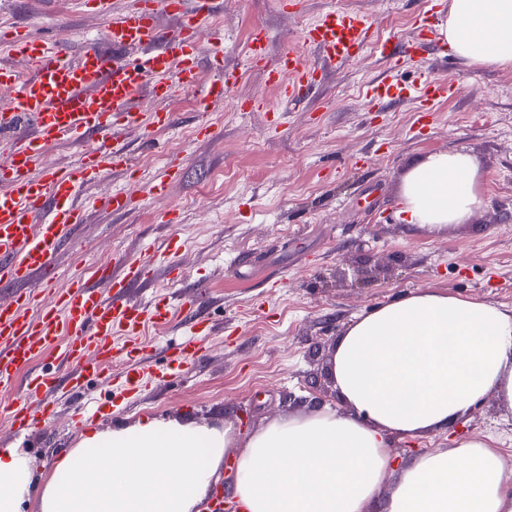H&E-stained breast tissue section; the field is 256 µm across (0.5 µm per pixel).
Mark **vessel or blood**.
Returning a JSON list of instances; mask_svg holds the SVG:
<instances>
[{
	"instance_id": "obj_1",
	"label": "vessel or blood",
	"mask_w": 512,
	"mask_h": 512,
	"mask_svg": "<svg viewBox=\"0 0 512 512\" xmlns=\"http://www.w3.org/2000/svg\"><path fill=\"white\" fill-rule=\"evenodd\" d=\"M215 0H135L132 8L114 14L112 0H80L85 11L106 22L108 48L86 41L79 54L62 45L39 41L15 29L0 35V47L23 57L27 72L0 65V85L11 91L8 106L0 108V129L11 132L0 146L7 160L0 164V282L16 285L9 303L0 302V423L15 434L32 432L51 418L50 396L60 386L74 393L88 378L101 375L111 361L116 334L132 337L127 353L133 365H145L150 356L136 338L146 322L163 323L166 307L144 309L131 304L126 293L136 284L150 281L153 268L142 259L125 264L120 280H113L111 263H103L97 275L113 282L111 298L101 297L80 280L57 293L52 305L34 310L25 285L36 276L50 277L54 256L67 242L76 225L84 223L88 208L101 205L112 212L131 209L133 197L115 192L101 201L81 200L87 183L116 169L128 168L130 156L121 144L125 130L138 129L151 136L171 122L158 108L172 87L201 88L203 111L224 100L225 77L201 84L198 56L201 34L213 12ZM174 18L162 26L161 16ZM305 44L320 52L328 66L344 65L370 42V28L363 15L349 10L324 14L302 34ZM432 31L420 27L415 41L381 42L377 50L391 63L428 52ZM124 50L134 59L121 58ZM269 78L285 99L297 102L318 85V72L295 52L286 53ZM405 86L391 79L373 82L369 101L380 103L403 97ZM96 135L97 144L66 167L44 164L49 144L85 143ZM206 327L182 341L171 355L183 365L199 350ZM60 363L72 365L66 380L54 372H36L32 366L49 350ZM25 379L27 393L14 396L18 379Z\"/></svg>"
}]
</instances>
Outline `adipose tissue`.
Wrapping results in <instances>:
<instances>
[{
  "mask_svg": "<svg viewBox=\"0 0 512 512\" xmlns=\"http://www.w3.org/2000/svg\"><path fill=\"white\" fill-rule=\"evenodd\" d=\"M440 32L475 70L512 67V0H450ZM479 160L436 152L405 174L398 216L438 233L487 204ZM339 398L232 426L144 417L83 436L38 483L28 455L0 450V512L36 496L39 512H204L232 457L237 512H512V472L467 440L395 467V440L447 429L496 393L512 408V308L429 288L349 323L327 360ZM397 472L391 490L386 473Z\"/></svg>",
  "mask_w": 512,
  "mask_h": 512,
  "instance_id": "adipose-tissue-1",
  "label": "adipose tissue"
}]
</instances>
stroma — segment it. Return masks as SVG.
<instances>
[{
  "mask_svg": "<svg viewBox=\"0 0 512 512\" xmlns=\"http://www.w3.org/2000/svg\"><path fill=\"white\" fill-rule=\"evenodd\" d=\"M333 8L364 15L374 42L331 70L300 34ZM421 13L443 20L448 0H217L209 24L224 36L232 76L223 104L202 112L193 93L177 90L163 103L172 126L147 139L128 131L130 167L85 192L104 198L128 190L132 209L91 211L57 254L53 283L28 286L47 303L104 261L118 277L125 263L150 258L151 283L128 299L169 306L168 323L141 331L154 360L139 391H128V342L115 336L110 377L89 382L81 399L57 398L42 429L16 436L0 425L1 449H24L35 475L49 477L83 436L69 422L79 402L111 409L115 425L148 416L218 427L229 420L246 436L313 401L336 403L328 356L346 324L380 304L440 288L512 307V68L476 73L441 49L390 69L376 41L415 40ZM0 19L75 54L105 28L75 0H0ZM257 26L268 44L253 60L246 45ZM288 49L322 69L319 87L296 104L267 80ZM387 75L407 86L406 97L369 102L366 87ZM451 78L461 89L419 125L423 81ZM205 123L214 137L200 135ZM454 149L480 160L487 205L448 233L411 232L396 215L402 175L419 157ZM175 161L181 172L166 196H150ZM198 323L208 341L184 372H173L172 349ZM470 439L512 460V409L487 394L448 431L401 440L393 452L406 462Z\"/></svg>",
  "mask_w": 512,
  "mask_h": 512,
  "instance_id": "stroma-1",
  "label": "stroma"
}]
</instances>
